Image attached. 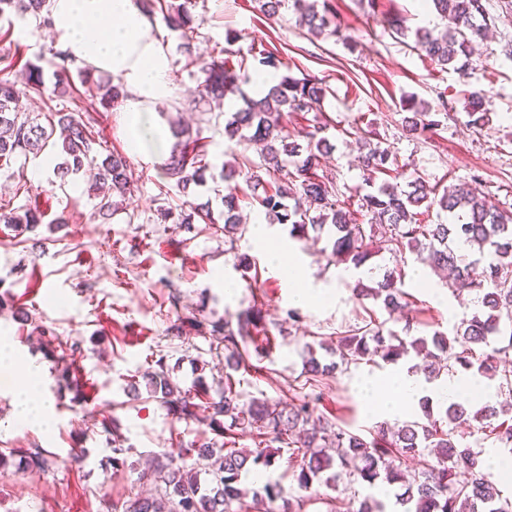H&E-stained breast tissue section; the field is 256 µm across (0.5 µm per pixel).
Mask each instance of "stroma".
I'll use <instances>...</instances> for the list:
<instances>
[{
    "mask_svg": "<svg viewBox=\"0 0 512 512\" xmlns=\"http://www.w3.org/2000/svg\"><path fill=\"white\" fill-rule=\"evenodd\" d=\"M495 22L474 53L467 75L444 70L409 44L395 38L389 21L403 17L410 28L423 27L432 14L424 0H329L336 22L351 35L353 48L332 38L305 35L295 14L281 9L278 17L262 13L257 0H196L201 24L184 53L178 33L166 31L178 92L170 110L176 122L200 129L212 167L204 185L188 193L170 190L160 196L159 165L128 158L133 185L119 198L112 216L96 214L97 198L85 172L58 178L41 158L0 161V202L14 208H37L45 215L38 233H19L0 223V294L9 304L0 310V336L10 339L13 367L0 386V450L18 449V456L0 466V512H114L128 497L146 493L136 470L152 454L166 452L185 458L196 471L211 462L190 453L205 437L198 422H176L141 388L138 399L127 395L131 377L143 376L156 360H164L178 387L190 388L205 378L211 393L224 388V347L211 334L213 322L236 319L250 306L262 307L266 333H253L246 350L250 370L243 377L244 397L266 396L288 403L306 400L317 415L366 435L380 419L367 412L364 384L416 364L409 357L384 367L360 364L347 374L310 388L302 374L306 344H335L368 317L352 297L354 283L337 278L312 240H294L282 224L271 225V242L289 247L314 282L333 288L334 299L302 308L299 322H290V290L262 246L242 235L235 248L225 242L223 223L195 222L193 232L162 219L161 209L188 208L210 202L221 212L228 184L221 178L224 162L257 159L255 146L224 136V111L201 113L195 89L203 79L197 63L232 51L245 61L248 73L262 71L261 57L275 59L278 76L322 79L327 94L316 117L328 121L331 152L322 161L339 195L357 199L366 193L358 157L362 140L378 141L404 164L406 174L424 173L430 184L477 182L497 206L512 210V0H484ZM15 36L24 59L40 67L45 85H52L59 64L47 26L15 19ZM236 40L226 43V30ZM483 88L494 97L492 119L481 130L467 124L464 110L469 92ZM437 104L446 97L451 119L419 137L405 135L407 95ZM256 264V277L244 276L237 258ZM372 265L401 269L404 289L413 304L393 330L411 324L417 334L451 331L476 308L470 292L456 296L442 288L432 295L439 278L410 252L381 253ZM237 281L234 298L224 296V280ZM24 311L27 321L17 320ZM196 315L198 325L186 316ZM62 341L54 357L42 349L40 333ZM64 359L78 387L65 386L55 362ZM42 368L43 400L53 410L52 428L21 423L15 415L14 393L26 385L29 364ZM121 421V437L131 447L129 467L113 470L111 436L101 421ZM41 448L48 466L31 470L23 450Z\"/></svg>",
    "mask_w": 512,
    "mask_h": 512,
    "instance_id": "stroma-1",
    "label": "stroma"
}]
</instances>
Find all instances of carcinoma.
Segmentation results:
<instances>
[{
	"label": "carcinoma",
	"mask_w": 512,
	"mask_h": 512,
	"mask_svg": "<svg viewBox=\"0 0 512 512\" xmlns=\"http://www.w3.org/2000/svg\"><path fill=\"white\" fill-rule=\"evenodd\" d=\"M146 4L144 12L153 16V5L159 6L167 26L180 33L190 43L198 19L192 14V0H139ZM438 15L446 21L445 29L434 33L418 28L414 32L415 49L425 53L444 69L459 73L468 70L473 45L483 39L489 28V16L483 0H431ZM260 11L270 17L282 7L292 10L299 25L311 38L342 39L328 6V0H258ZM31 17L47 24L48 0H0V18L6 13ZM205 75L200 84L199 101L221 102L230 95H239L241 105L224 113V135L239 144L260 143V161L245 159L242 167L223 168L224 180L242 177L251 193H240L238 186L228 188L222 203L224 235L229 250L235 249L236 234L244 231L241 211L258 205L268 223L290 225L292 238L325 239L321 253L328 262L340 265L364 266L384 248L397 253L407 248L416 259L436 271L446 272L448 289L452 293H478V309L453 327L448 334L434 330L429 336L411 335L410 326L398 332L386 327V322L369 313L365 325L339 338L336 347L324 343L308 346L302 375L307 380L333 378L345 374L361 362L376 366L396 364L414 354L425 359L422 370L426 380L442 374H455L457 369L474 370L498 383L500 392L512 394V213L489 205L466 183L450 184L441 189L429 185L421 173L413 175L405 186L390 179L404 176L403 167L392 152L376 144L366 147L360 157L362 177L372 191L361 196L358 209L339 198L333 182L321 172L320 159L331 145L323 136L326 126L318 123L302 128L306 145L289 142L281 136L282 121L290 114L318 111L326 97L327 86L318 79H297L284 76L266 91L252 97L241 90L249 80L244 66L229 60L213 58L200 65ZM75 90L67 65L59 67L52 90H47L37 69L26 68L21 85L0 79V160L10 161L19 155L39 156L50 138L60 133L65 155L57 167V175L65 179L84 168L94 171L92 184L100 199V217L112 214L113 196L130 190L131 175L125 158L116 153L99 157L94 149L92 112L52 113V122L45 127L21 118L17 102L22 96H65ZM99 105L104 109L123 97L122 85L105 75L96 83ZM491 100L483 90L469 93L466 102L468 124L476 128L489 122ZM447 102L440 101L435 109L425 101L412 103V115L404 118L403 131L415 136L440 125L438 117L448 118ZM176 138L170 155L161 167L163 184L160 191L173 187L181 191L203 182L210 169L208 151L198 144L201 140L190 128L173 130ZM435 208L445 213L448 221L438 224L420 222L419 207ZM367 214L370 222H359ZM205 215L210 224V204L191 207L180 212L177 223L191 229L194 217ZM43 215L35 208L23 213L14 210L0 213V223L22 231L34 232L42 224ZM403 275L388 269L382 277L359 278L352 288L360 302L370 300L388 313L406 307ZM238 327L232 321L212 323V335L224 342V391L212 397L208 386L197 379L193 389L183 391L169 378L163 359L157 369L143 374L150 393L160 399L169 415L177 421H199L206 424L213 438L194 446L198 457L214 460L208 477L200 479L193 469L176 463L167 453H155L146 467L138 471V480L154 485L149 496H135L123 502L121 512H230L234 502L252 495L254 512H274L272 504L282 498L284 489L278 482L268 481L261 488L249 491L241 487V476L252 468L271 466L266 449L272 445L288 453V466L296 470L298 489L309 491L317 483L336 489L342 482L351 487L365 482L380 481L396 485L397 502L403 512H512V498L502 495L500 478L483 468V448L467 442L475 434L481 440L491 439L512 452V416L509 410L484 405L474 408L471 401H453L445 407L444 416L434 417L432 407L424 406V419L404 422L397 426L382 423L366 439L331 421L313 419L314 410L301 403H272L266 398L244 400L236 389L241 380L234 374L249 369L243 349L249 329L265 328L262 308L253 306L237 316ZM325 354L317 355V349ZM476 430L464 429L471 421ZM257 431L266 435L265 447L251 452L235 448V431ZM223 439L218 443L217 439ZM429 457L432 462L414 470L410 462L417 457Z\"/></svg>",
	"instance_id": "cac0c4a2"
}]
</instances>
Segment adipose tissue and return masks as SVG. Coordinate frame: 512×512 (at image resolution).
<instances>
[{
	"instance_id": "obj_1",
	"label": "adipose tissue",
	"mask_w": 512,
	"mask_h": 512,
	"mask_svg": "<svg viewBox=\"0 0 512 512\" xmlns=\"http://www.w3.org/2000/svg\"><path fill=\"white\" fill-rule=\"evenodd\" d=\"M49 16L56 44L70 60L112 74L123 85L121 110L129 152L142 159L165 161L170 132L160 120L158 107L173 99L175 85L160 23L148 18L138 0H49ZM270 256L290 284L296 306L330 302L329 289L314 284L300 261L280 249L272 250ZM392 383L393 397L370 403V411L379 415L403 410L426 395L450 402L477 389L485 401L497 400L495 388L482 389L476 380L455 375L430 388L405 372L393 377Z\"/></svg>"
}]
</instances>
